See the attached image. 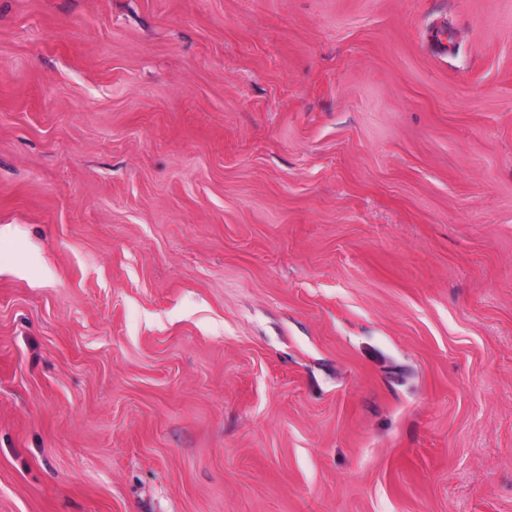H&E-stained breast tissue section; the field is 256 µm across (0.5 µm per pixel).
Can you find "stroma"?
<instances>
[{
  "instance_id": "1",
  "label": "stroma",
  "mask_w": 512,
  "mask_h": 512,
  "mask_svg": "<svg viewBox=\"0 0 512 512\" xmlns=\"http://www.w3.org/2000/svg\"><path fill=\"white\" fill-rule=\"evenodd\" d=\"M0 512H512V0H0Z\"/></svg>"
}]
</instances>
